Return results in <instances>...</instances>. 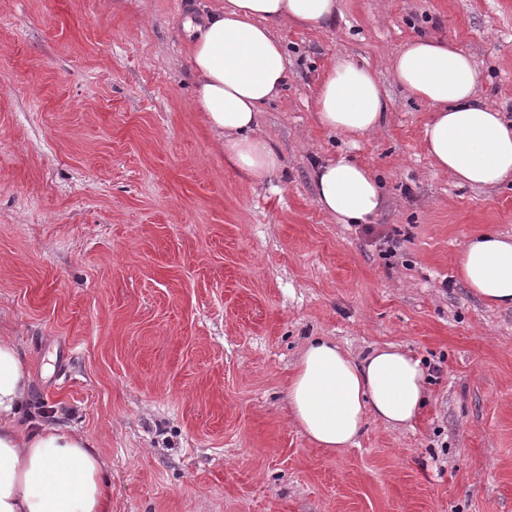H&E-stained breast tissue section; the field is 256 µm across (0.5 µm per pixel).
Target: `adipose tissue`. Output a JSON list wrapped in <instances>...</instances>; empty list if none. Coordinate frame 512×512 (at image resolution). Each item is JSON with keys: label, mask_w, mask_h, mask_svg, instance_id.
Returning <instances> with one entry per match:
<instances>
[{"label": "adipose tissue", "mask_w": 512, "mask_h": 512, "mask_svg": "<svg viewBox=\"0 0 512 512\" xmlns=\"http://www.w3.org/2000/svg\"><path fill=\"white\" fill-rule=\"evenodd\" d=\"M338 0H224L203 24L186 19L196 104L221 138L233 165L261 181L281 159L256 129L259 110L282 89L287 57L272 26L283 20L323 28L336 18ZM394 81L432 109L424 146L438 170L459 183L491 187L512 180V121L479 99L481 75L450 42L418 38L391 63ZM391 106L376 74L340 58L316 96V118L348 136L374 133ZM316 203L340 224H365L383 207L373 172L345 157L313 171ZM461 277L486 305L512 306V242L481 234L464 247ZM427 368L395 344L356 360L336 342L316 337L302 350L288 384V404L312 442L331 453L353 445L370 421L408 425L426 402ZM29 395L22 356L0 338V512H105V463L91 439L51 423L23 422Z\"/></svg>", "instance_id": "1"}]
</instances>
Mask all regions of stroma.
Segmentation results:
<instances>
[{"label": "stroma", "mask_w": 512, "mask_h": 512, "mask_svg": "<svg viewBox=\"0 0 512 512\" xmlns=\"http://www.w3.org/2000/svg\"><path fill=\"white\" fill-rule=\"evenodd\" d=\"M218 0H0V336L27 415L56 413L107 464L109 512H512V308L458 275L480 232L512 238V184L472 187L423 148L430 118L390 76L445 39L512 120V0H340L332 27L274 24L288 58L257 182L195 102L183 20ZM374 71V134L321 127L331 63ZM379 176L394 256L319 209L313 165ZM396 344L434 367L411 427L368 422L343 454L288 411L303 345Z\"/></svg>", "instance_id": "stroma-1"}]
</instances>
